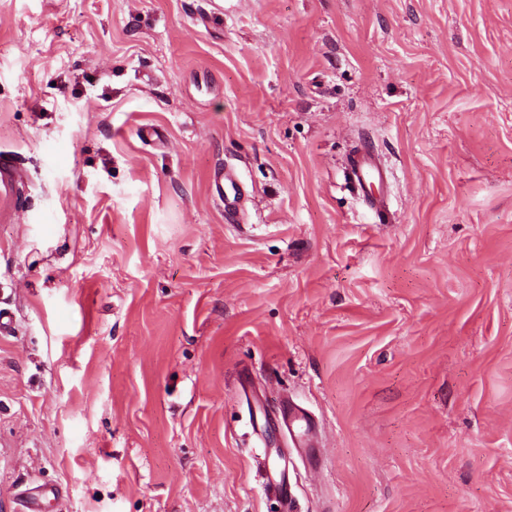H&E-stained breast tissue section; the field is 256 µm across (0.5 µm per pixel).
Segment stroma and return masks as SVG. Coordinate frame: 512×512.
Segmentation results:
<instances>
[{
    "instance_id": "obj_1",
    "label": "stroma",
    "mask_w": 512,
    "mask_h": 512,
    "mask_svg": "<svg viewBox=\"0 0 512 512\" xmlns=\"http://www.w3.org/2000/svg\"><path fill=\"white\" fill-rule=\"evenodd\" d=\"M0 155V512H512V0H0ZM351 174L371 208H376L377 204L383 203L381 193L388 174L375 156L367 153L359 154L351 164Z\"/></svg>"
}]
</instances>
